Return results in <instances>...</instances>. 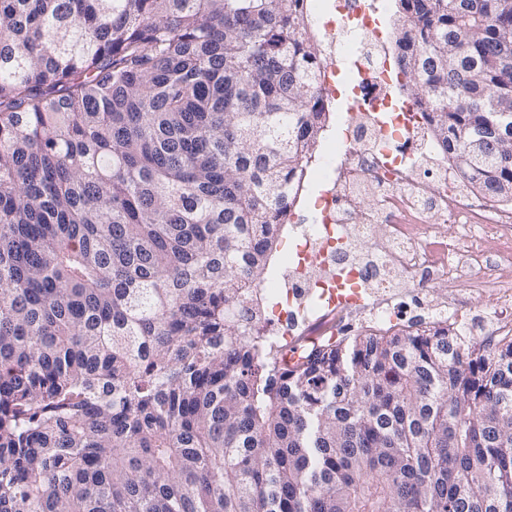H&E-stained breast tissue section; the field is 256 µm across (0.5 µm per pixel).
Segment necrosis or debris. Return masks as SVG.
Instances as JSON below:
<instances>
[{"mask_svg":"<svg viewBox=\"0 0 512 512\" xmlns=\"http://www.w3.org/2000/svg\"><path fill=\"white\" fill-rule=\"evenodd\" d=\"M326 12L320 29L336 38L337 56L318 81L335 97L338 63L351 62L347 149L319 158L311 219L288 216L313 259L290 273L287 318L302 330L329 320L333 338L347 328L468 331L479 314L471 291L490 295L489 323L512 337V204L464 187L425 124L390 127V50L377 15L361 0H334Z\"/></svg>","mask_w":512,"mask_h":512,"instance_id":"obj_1","label":"necrosis or debris"}]
</instances>
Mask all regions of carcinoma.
I'll return each mask as SVG.
<instances>
[{
	"mask_svg": "<svg viewBox=\"0 0 512 512\" xmlns=\"http://www.w3.org/2000/svg\"><path fill=\"white\" fill-rule=\"evenodd\" d=\"M305 2L0 0V512H512L511 337L260 336L326 123ZM396 14L512 203V0Z\"/></svg>",
	"mask_w": 512,
	"mask_h": 512,
	"instance_id": "cac0c4a2",
	"label": "carcinoma"
}]
</instances>
